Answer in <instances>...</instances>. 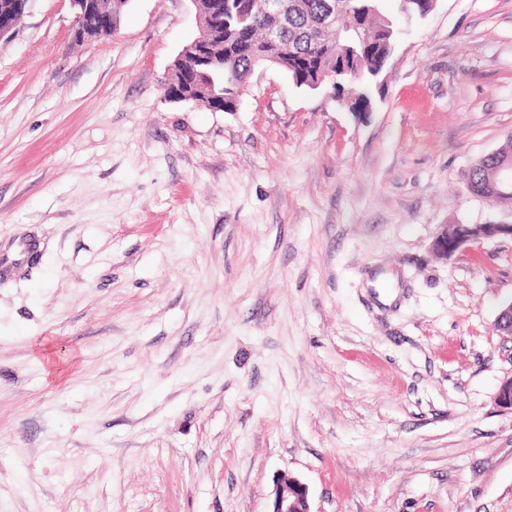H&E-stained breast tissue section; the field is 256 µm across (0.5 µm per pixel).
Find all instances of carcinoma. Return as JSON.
<instances>
[{"label": "carcinoma", "instance_id": "1", "mask_svg": "<svg viewBox=\"0 0 512 512\" xmlns=\"http://www.w3.org/2000/svg\"><path fill=\"white\" fill-rule=\"evenodd\" d=\"M336 0H288V13L281 22V35L275 63L264 52L268 24L260 4L262 0H224V10L206 11V0H196L201 23L212 32L214 65L203 82L224 101V111L235 109L237 97L247 87L252 73L262 66L284 70L298 87L310 90L319 75L336 78V51H344L347 61L357 70L360 80L353 94L342 96V86H334L336 95L351 112L371 108L368 77L383 69L388 50L394 48L402 33L383 14L386 0H341L336 22L326 25L328 6ZM396 11L406 19L418 20L432 10V0H392ZM512 160V140L505 143L494 158L484 157L466 173L471 192L499 203H511L512 194L492 188L498 165Z\"/></svg>", "mask_w": 512, "mask_h": 512}]
</instances>
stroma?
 <instances>
[{"mask_svg":"<svg viewBox=\"0 0 512 512\" xmlns=\"http://www.w3.org/2000/svg\"><path fill=\"white\" fill-rule=\"evenodd\" d=\"M0 41V512H512L511 224L465 171L512 137V0H436L357 119L257 69L165 98L191 0ZM58 362L50 375L48 359ZM500 237L512 238V224H443L431 248L438 257L446 259L482 240ZM268 512H312L308 488L296 478L280 477L276 481L271 510Z\"/></svg>","mask_w":512,"mask_h":512,"instance_id":"stroma-1","label":"stroma"}]
</instances>
